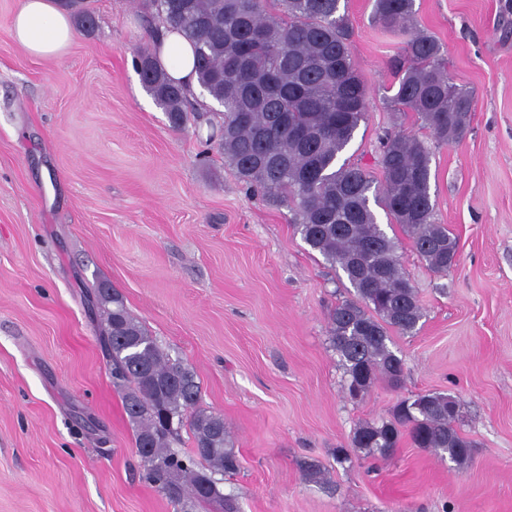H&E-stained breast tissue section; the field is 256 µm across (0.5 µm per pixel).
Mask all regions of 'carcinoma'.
I'll return each instance as SVG.
<instances>
[{"instance_id": "1", "label": "carcinoma", "mask_w": 512, "mask_h": 512, "mask_svg": "<svg viewBox=\"0 0 512 512\" xmlns=\"http://www.w3.org/2000/svg\"><path fill=\"white\" fill-rule=\"evenodd\" d=\"M340 0H151L156 16L194 47L202 88L221 107L218 141L224 160L251 192L288 208L303 242L342 270L356 297L336 305L330 341L352 400L364 398L381 377L397 382L403 360L390 347L391 333L410 334L423 317L415 286L397 253V241L377 223L380 206L408 237L412 250L436 273L457 263V241L435 218L430 194L431 152L404 130L386 134L378 163L382 180L343 163L339 154L366 119L368 89L348 45ZM375 21L408 34L395 61L390 102L412 112L438 143L463 139L475 94L453 83L440 43L413 31L414 0H374ZM136 68L146 90L182 127L204 113L186 111L187 93L145 49ZM100 340L123 391L135 427L143 479L177 512L221 498L224 512H238L219 489L217 476L233 474L238 458L224 417L199 406L196 373L175 360L127 310L106 283L94 292ZM456 400L424 392L400 401L388 419L366 421L352 445L365 457L387 458L403 436L459 465L471 442L457 429ZM193 454L172 444L182 427Z\"/></svg>"}]
</instances>
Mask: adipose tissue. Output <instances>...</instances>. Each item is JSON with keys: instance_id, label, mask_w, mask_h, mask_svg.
<instances>
[{"instance_id": "obj_1", "label": "adipose tissue", "mask_w": 512, "mask_h": 512, "mask_svg": "<svg viewBox=\"0 0 512 512\" xmlns=\"http://www.w3.org/2000/svg\"><path fill=\"white\" fill-rule=\"evenodd\" d=\"M11 32L21 46L36 57L59 55L72 41L74 21L61 0H21L11 19ZM156 59L170 78L187 89H197L194 48L177 31L162 30L155 40Z\"/></svg>"}]
</instances>
